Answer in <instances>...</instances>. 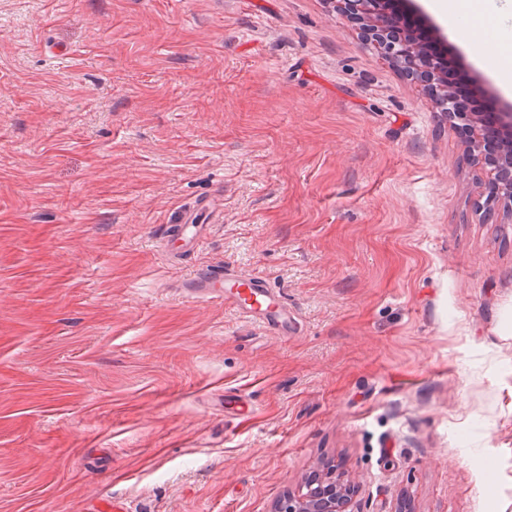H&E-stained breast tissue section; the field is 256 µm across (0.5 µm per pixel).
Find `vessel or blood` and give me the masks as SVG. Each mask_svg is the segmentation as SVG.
Returning <instances> with one entry per match:
<instances>
[{"mask_svg":"<svg viewBox=\"0 0 512 512\" xmlns=\"http://www.w3.org/2000/svg\"><path fill=\"white\" fill-rule=\"evenodd\" d=\"M183 288L198 298L232 302L248 318L277 327L286 325L290 316L287 306L264 279L244 276L228 265L198 271L184 282Z\"/></svg>","mask_w":512,"mask_h":512,"instance_id":"1","label":"vessel or blood"}]
</instances>
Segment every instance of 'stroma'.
Instances as JSON below:
<instances>
[{"label": "stroma", "mask_w": 512, "mask_h": 512, "mask_svg": "<svg viewBox=\"0 0 512 512\" xmlns=\"http://www.w3.org/2000/svg\"><path fill=\"white\" fill-rule=\"evenodd\" d=\"M448 51L504 97L490 27ZM208 203L190 252L160 231ZM327 0H0V512H512V223ZM265 279L285 332L180 283ZM340 464L332 461L305 477L297 491H288L274 504L272 512H348L351 487L337 473Z\"/></svg>", "instance_id": "1"}]
</instances>
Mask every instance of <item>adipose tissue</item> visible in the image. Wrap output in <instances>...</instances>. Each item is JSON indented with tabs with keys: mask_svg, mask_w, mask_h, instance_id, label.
<instances>
[{
	"mask_svg": "<svg viewBox=\"0 0 512 512\" xmlns=\"http://www.w3.org/2000/svg\"><path fill=\"white\" fill-rule=\"evenodd\" d=\"M441 13L449 30H457L461 15L473 12L493 24L498 38L499 66L497 76L505 89H512V0H429Z\"/></svg>",
	"mask_w": 512,
	"mask_h": 512,
	"instance_id": "1",
	"label": "adipose tissue"
}]
</instances>
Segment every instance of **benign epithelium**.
<instances>
[{"instance_id": "1", "label": "benign epithelium", "mask_w": 512, "mask_h": 512, "mask_svg": "<svg viewBox=\"0 0 512 512\" xmlns=\"http://www.w3.org/2000/svg\"><path fill=\"white\" fill-rule=\"evenodd\" d=\"M340 16L359 22L366 39L402 68L406 78L426 88L436 111L460 132L466 159L476 166L479 177L501 185L504 213L512 220V106L485 115L452 108V95L443 69L453 62L448 57L446 37L439 29L429 35L439 57L427 55L426 36L404 33L392 26L388 0H327ZM333 462L305 477L296 491L281 496L272 512H349L351 487L338 474Z\"/></svg>"}]
</instances>
